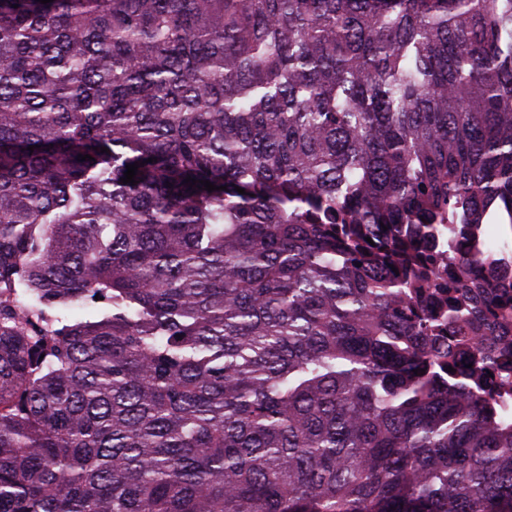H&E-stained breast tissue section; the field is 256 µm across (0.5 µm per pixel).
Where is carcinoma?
Instances as JSON below:
<instances>
[{"mask_svg":"<svg viewBox=\"0 0 512 512\" xmlns=\"http://www.w3.org/2000/svg\"><path fill=\"white\" fill-rule=\"evenodd\" d=\"M487 224L512 0H0V512H512ZM427 310H437L448 298V270H441L431 281L427 291Z\"/></svg>","mask_w":512,"mask_h":512,"instance_id":"obj_1","label":"carcinoma"}]
</instances>
